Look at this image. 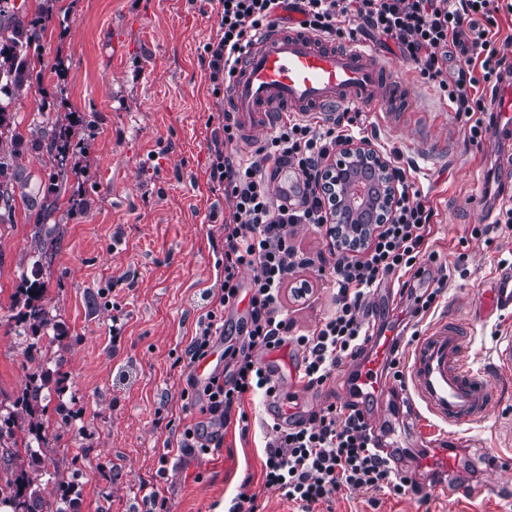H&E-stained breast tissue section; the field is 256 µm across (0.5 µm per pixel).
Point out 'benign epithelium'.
Returning <instances> with one entry per match:
<instances>
[{"instance_id": "obj_1", "label": "benign epithelium", "mask_w": 512, "mask_h": 512, "mask_svg": "<svg viewBox=\"0 0 512 512\" xmlns=\"http://www.w3.org/2000/svg\"><path fill=\"white\" fill-rule=\"evenodd\" d=\"M328 177L333 186L328 223L342 224L360 239L384 223L395 199V174L369 143L341 146Z\"/></svg>"}]
</instances>
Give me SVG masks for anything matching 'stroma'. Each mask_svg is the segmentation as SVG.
I'll list each match as a JSON object with an SVG mask.
<instances>
[{
	"mask_svg": "<svg viewBox=\"0 0 512 512\" xmlns=\"http://www.w3.org/2000/svg\"><path fill=\"white\" fill-rule=\"evenodd\" d=\"M217 0H56L37 44L42 59L28 90L8 99V117L22 137L23 176L15 185L9 221L0 223V406L10 407L28 372L52 369L60 391L41 402L59 471L77 475V512H228L238 490L257 512H296L261 478L267 424L277 406L246 397L247 431L220 427L181 391L191 376L182 356L201 314L202 295L224 273L219 227L228 205L208 180L211 133L224 107L209 78L204 45L217 34ZM371 46L399 75L411 106L404 112L362 111L359 126L375 150L399 149V163L435 210L429 236L437 259L411 280L414 293L447 285L435 317L455 314L471 325L469 356L486 376L490 411L441 432L429 418L405 424L395 405L371 400L370 413L393 448L394 465L412 473L420 492L351 489L315 512H512V371L495 367L498 337L512 336V315L483 318L479 299L496 272L512 268V230L501 227L512 207L498 181L499 159L472 144L455 104L390 40ZM73 122L72 160L78 170L53 185L46 155L31 133L45 118ZM57 200L46 216V195ZM56 228L50 258L37 260L39 225ZM494 225L491 238L473 231ZM39 267V280L63 338L28 357L15 332L14 293L21 274ZM313 288L288 315L307 329L333 311L332 288L312 269L299 273ZM374 323L397 333L408 300L398 284L369 298ZM123 324L120 338L110 330ZM281 398L300 412L347 398L343 378L297 390L303 354L285 347ZM82 418L62 423L58 401ZM222 429L221 447L182 462L173 447L185 425ZM441 439L459 469L470 449H487L490 466L471 477L468 492L447 496L422 468L429 441ZM159 491L153 502L150 490Z\"/></svg>",
	"mask_w": 512,
	"mask_h": 512,
	"instance_id": "1",
	"label": "stroma"
}]
</instances>
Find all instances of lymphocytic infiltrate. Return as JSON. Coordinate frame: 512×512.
Masks as SVG:
<instances>
[{
    "mask_svg": "<svg viewBox=\"0 0 512 512\" xmlns=\"http://www.w3.org/2000/svg\"><path fill=\"white\" fill-rule=\"evenodd\" d=\"M218 4L220 27L204 47L212 82L229 84L240 52L257 29L289 11L300 14L302 28L331 40L361 31L394 41L414 62L421 79L437 85L468 119L470 141L481 143L487 106L478 87L498 81L507 63L504 46L491 32L500 11L512 12V0H218ZM478 17L486 22L485 32L465 42L467 28ZM453 46L461 48L465 60L452 67L448 60ZM354 123V117L345 114L328 124L290 119L248 157L238 152V130L232 121H225L210 142L209 179L223 190L229 204L221 226L224 279L185 350L189 362L211 353L215 337L224 333L225 313L236 311L243 302L248 309L238 340L224 348L223 373L204 387L189 385L182 396L190 401L205 397L206 412L223 422L235 417L247 423L242 410L247 393L275 396V385L258 356L285 344L304 350L299 372L304 389L326 386L333 374L342 373L365 350L372 290L407 275L421 277L435 260L426 243L435 211L422 201L402 168L397 171L393 211L365 244L341 245L330 234L319 175L332 152L354 138ZM286 167L302 182V193L276 191L277 177ZM298 224L323 232L327 250L335 257L327 276L337 286V307L308 331L296 329L282 301L288 277L311 264L291 241ZM245 268L255 271L246 285L240 280ZM261 475L266 485L278 487L301 512H310L313 505L331 501L350 488L387 487L399 494L420 489L412 475L393 469L356 400L311 411L289 427L272 424Z\"/></svg>",
    "mask_w": 512,
    "mask_h": 512,
    "instance_id": "lymphocytic-infiltrate-1",
    "label": "lymphocytic infiltrate"
}]
</instances>
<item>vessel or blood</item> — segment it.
<instances>
[{
	"instance_id": "vessel-or-blood-1",
	"label": "vessel or blood",
	"mask_w": 512,
	"mask_h": 512,
	"mask_svg": "<svg viewBox=\"0 0 512 512\" xmlns=\"http://www.w3.org/2000/svg\"><path fill=\"white\" fill-rule=\"evenodd\" d=\"M397 77L374 53L359 43L328 45L303 29L270 25L259 30L241 54L228 88L225 109L241 128L270 130L286 112L388 109L381 83ZM499 107L486 133L488 144L512 149V72L496 90ZM485 315L512 312V275H501L481 301ZM391 343L376 337L371 355L358 367L357 384L382 393V376ZM465 330L451 318L434 324L416 345L404 391L412 417L428 412L438 421L462 426L486 413L487 382L469 363Z\"/></svg>"
}]
</instances>
